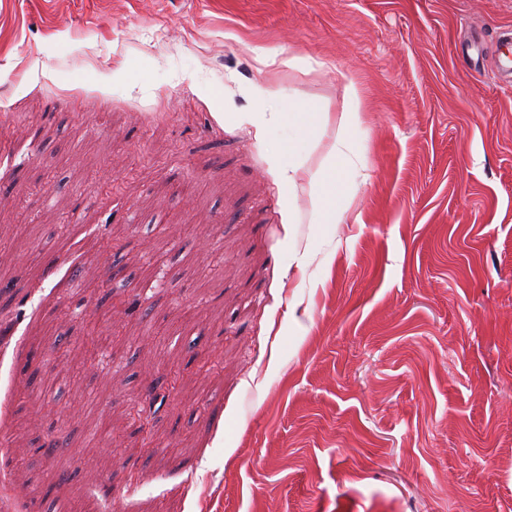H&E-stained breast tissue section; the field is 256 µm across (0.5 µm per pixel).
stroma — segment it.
Masks as SVG:
<instances>
[{
	"label": "stroma",
	"instance_id": "1",
	"mask_svg": "<svg viewBox=\"0 0 512 512\" xmlns=\"http://www.w3.org/2000/svg\"><path fill=\"white\" fill-rule=\"evenodd\" d=\"M508 53L512 0H0L15 512H512ZM319 176L321 183V191L316 196L314 202V218L316 223L321 224L325 222L340 223L342 220V213L336 210L335 197H336V184L338 181L336 170H320L316 174L311 175V180L315 176Z\"/></svg>",
	"mask_w": 512,
	"mask_h": 512
}]
</instances>
